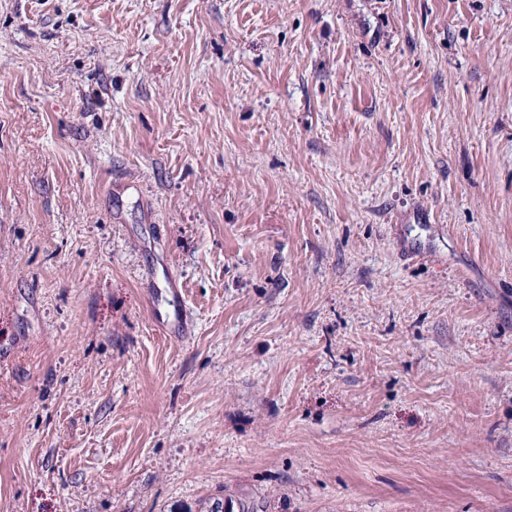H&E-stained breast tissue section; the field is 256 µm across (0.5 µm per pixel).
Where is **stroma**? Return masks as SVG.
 I'll use <instances>...</instances> for the list:
<instances>
[{
	"label": "stroma",
	"instance_id": "obj_1",
	"mask_svg": "<svg viewBox=\"0 0 512 512\" xmlns=\"http://www.w3.org/2000/svg\"><path fill=\"white\" fill-rule=\"evenodd\" d=\"M218 499L512 512V0H0V512ZM169 293L172 297L173 309L163 316L154 314V319L157 326L166 334L174 332H183L187 328L188 313L185 304L183 288H179L176 283H173L169 288Z\"/></svg>",
	"mask_w": 512,
	"mask_h": 512
}]
</instances>
